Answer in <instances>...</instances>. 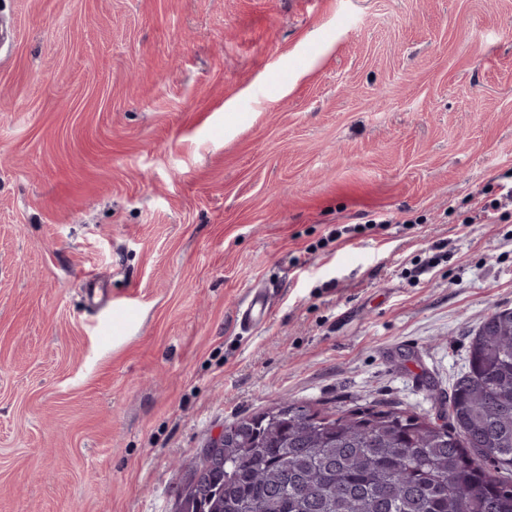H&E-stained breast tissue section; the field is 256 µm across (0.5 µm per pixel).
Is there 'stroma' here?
I'll return each mask as SVG.
<instances>
[{"label":"stroma","mask_w":512,"mask_h":512,"mask_svg":"<svg viewBox=\"0 0 512 512\" xmlns=\"http://www.w3.org/2000/svg\"><path fill=\"white\" fill-rule=\"evenodd\" d=\"M3 16L0 512H174L224 425L284 401L447 423L512 309V0ZM270 304L263 288H249L245 304L239 309L238 319L241 327L255 328L267 321Z\"/></svg>","instance_id":"35a3bbf8"}]
</instances>
